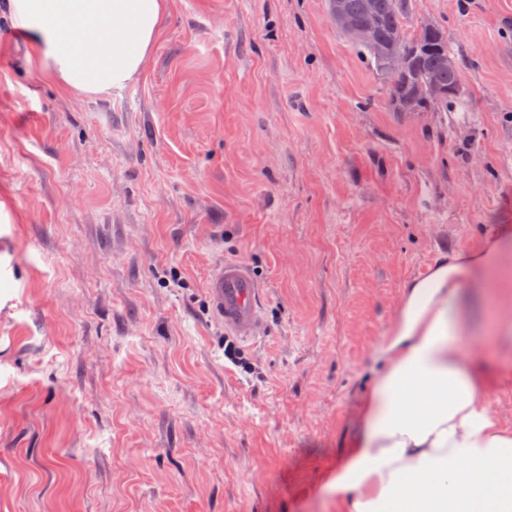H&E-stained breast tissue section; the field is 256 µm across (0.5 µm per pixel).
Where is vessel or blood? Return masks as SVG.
Listing matches in <instances>:
<instances>
[{
    "mask_svg": "<svg viewBox=\"0 0 512 512\" xmlns=\"http://www.w3.org/2000/svg\"><path fill=\"white\" fill-rule=\"evenodd\" d=\"M207 293L225 331L244 340L257 336L261 328L259 287L245 264H221L209 281Z\"/></svg>",
    "mask_w": 512,
    "mask_h": 512,
    "instance_id": "obj_1",
    "label": "vessel or blood"
}]
</instances>
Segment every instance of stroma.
<instances>
[{
  "label": "stroma",
  "instance_id": "1",
  "mask_svg": "<svg viewBox=\"0 0 512 512\" xmlns=\"http://www.w3.org/2000/svg\"><path fill=\"white\" fill-rule=\"evenodd\" d=\"M463 62L403 114L328 0H170L144 75L64 95L0 0V512H336L407 282L512 230V0H408ZM261 283L224 357L207 283ZM489 399L512 429L491 300Z\"/></svg>",
  "mask_w": 512,
  "mask_h": 512
}]
</instances>
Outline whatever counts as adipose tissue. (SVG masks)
Here are the masks:
<instances>
[{
	"label": "adipose tissue",
	"instance_id": "obj_1",
	"mask_svg": "<svg viewBox=\"0 0 512 512\" xmlns=\"http://www.w3.org/2000/svg\"><path fill=\"white\" fill-rule=\"evenodd\" d=\"M32 53L63 94H104L139 79L169 0H22ZM507 241L443 255L410 281L379 353L345 464L328 482L336 512H512V429L457 337L471 332L463 275L484 288Z\"/></svg>",
	"mask_w": 512,
	"mask_h": 512
}]
</instances>
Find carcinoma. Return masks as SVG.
Wrapping results in <instances>:
<instances>
[{
    "mask_svg": "<svg viewBox=\"0 0 512 512\" xmlns=\"http://www.w3.org/2000/svg\"><path fill=\"white\" fill-rule=\"evenodd\" d=\"M348 21L368 31L356 39L338 30L355 46L377 78L394 65L397 81L386 85L394 112H450L464 97L461 65L448 44V32L432 22L406 36L407 0H342Z\"/></svg>",
    "mask_w": 512,
    "mask_h": 512,
    "instance_id": "1",
    "label": "carcinoma"
}]
</instances>
